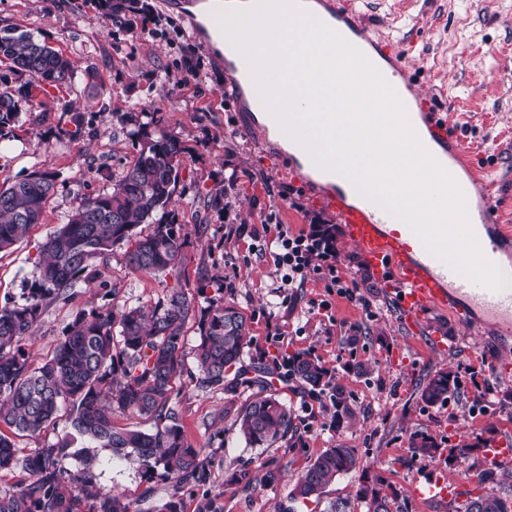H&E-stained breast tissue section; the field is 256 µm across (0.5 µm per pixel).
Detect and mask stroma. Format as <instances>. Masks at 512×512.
<instances>
[{
  "label": "stroma",
  "mask_w": 512,
  "mask_h": 512,
  "mask_svg": "<svg viewBox=\"0 0 512 512\" xmlns=\"http://www.w3.org/2000/svg\"><path fill=\"white\" fill-rule=\"evenodd\" d=\"M354 2L369 35L392 40L418 87L448 108L473 167L504 182L507 193L495 204L501 222L512 226V0ZM140 3L141 10L115 18L101 0H0V27L33 33L68 57L76 73L74 82L50 89L45 111L21 113L14 137L0 140V183L39 169L57 176L41 223L0 253V307L24 303L43 244L80 199L112 189L147 137L165 132L185 148L173 207L185 245L175 270L132 272L126 245L114 246L98 282H78L69 297L46 306L22 343L31 365L52 355L78 312L150 307L174 288L196 310L222 298L249 321L243 367L268 371V391L292 409L294 428L270 446L246 444L237 411L260 391L198 387L191 379L198 331L187 320L174 409L187 438L205 451L206 474L181 490V512H325L335 499L367 512L357 491L368 482L396 493L392 512H458L460 500L425 494L435 477L475 495L512 494V464L493 463L486 454L490 443H512V343L437 310L408 330L390 283L307 191L294 158L225 96L224 66L195 38L183 8L168 0ZM190 66L199 74L191 83ZM263 224H285L295 233L332 225L340 272L356 283L358 300L313 278L289 300L264 237L253 234ZM110 287L117 296L107 295ZM437 336L447 349L434 345ZM297 352L332 372L355 408L354 421L335 426L328 396L312 397L284 380V362ZM495 359L506 360V371L490 374ZM439 370L456 377L458 392L431 406L420 398L421 385ZM416 435L466 452L413 454ZM339 443L356 449L360 467L336 477L320 498L290 500L301 472ZM98 459V486L141 512H158L167 500L168 482L146 479L135 456L115 460L102 448ZM265 463L280 467L276 484L261 485ZM488 469L493 481L478 484L477 474Z\"/></svg>",
  "instance_id": "1"
}]
</instances>
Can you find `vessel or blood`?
Here are the masks:
<instances>
[{"instance_id": "vessel-or-blood-1", "label": "vessel or blood", "mask_w": 512, "mask_h": 512, "mask_svg": "<svg viewBox=\"0 0 512 512\" xmlns=\"http://www.w3.org/2000/svg\"><path fill=\"white\" fill-rule=\"evenodd\" d=\"M317 2L327 14V26L368 42L399 76L407 92L405 108L417 113L427 139L446 156L450 168L463 171L467 177L462 191L465 198L476 201L478 214L471 217L470 223L478 230L480 250L492 263H500L501 243L512 238V231L500 223L490 197L480 191L479 176L447 118L412 83L390 44L369 36L347 0ZM315 197L337 215L349 240L365 253L371 265L395 281L394 294L407 326H414L423 311L441 310L461 316L477 315L492 322L502 334H512V287L493 290L456 274L441 260L425 253L420 239L407 225H390L388 215L370 200L355 202L344 191L332 188L316 192Z\"/></svg>"}]
</instances>
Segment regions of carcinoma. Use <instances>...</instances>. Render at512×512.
<instances>
[{
	"instance_id": "obj_1",
	"label": "carcinoma",
	"mask_w": 512,
	"mask_h": 512,
	"mask_svg": "<svg viewBox=\"0 0 512 512\" xmlns=\"http://www.w3.org/2000/svg\"><path fill=\"white\" fill-rule=\"evenodd\" d=\"M2 57L11 61L17 85L0 92V138L15 129L22 106L30 112L45 106L33 95L34 86L74 80L67 57L17 26L0 28ZM184 153L185 147L170 134L149 139L112 191L82 198L67 222L48 238L25 302L0 308V424L22 433H41L67 407L72 430L85 442L81 453L86 459V467L68 477L58 463L70 442L36 448L21 461L12 441L0 434V470L19 465L27 474L17 492L0 496V512H82L86 497L92 498L88 512H140L96 485L92 464L99 448L110 449L116 458L135 454L148 480L163 470L171 494L162 512H180L178 492L205 472L203 449L186 438L173 407L176 380L184 372L183 325L191 316L199 333L195 346L198 386L221 387L229 394L241 385L268 386L265 371L256 369L251 377L249 370L240 367L249 326L238 308L219 299L194 315L178 288L148 313L114 306L78 313L54 355L39 367H31L21 348L44 308L65 297L77 282L95 279L96 261L113 246L128 245L127 263L134 272L154 274L176 267L184 245L179 225L154 216L175 203ZM56 186L53 172L36 170L0 187V251L10 249L31 226L41 223ZM141 224L154 228L140 236L136 228ZM285 367V377L298 380L310 393H330L336 426L355 417L344 388L308 354L289 357ZM457 390L451 374L438 371L422 385L420 396L434 405L447 401ZM117 413L135 414L151 423V428H119L112 421ZM237 421L241 436L252 447L283 439L293 428L291 411L272 394L241 407ZM412 450L434 458L440 448L431 438L416 436ZM357 465L356 449L342 444L329 448L299 476L289 497L318 498L337 476ZM358 495L367 501V512H391V502L376 487L365 485ZM461 509L512 512V498L507 494L471 496Z\"/></svg>"
}]
</instances>
